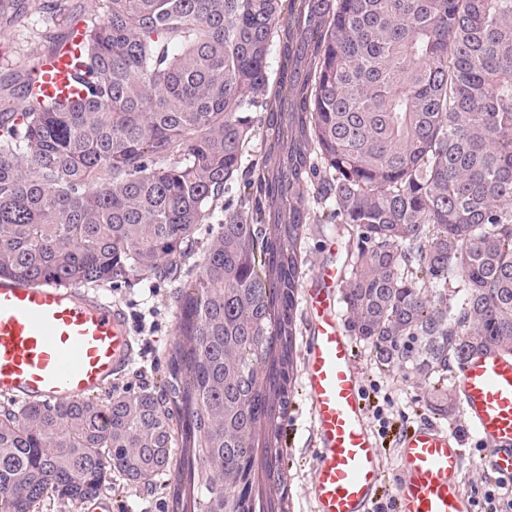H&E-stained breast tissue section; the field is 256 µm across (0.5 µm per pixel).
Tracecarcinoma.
<instances>
[{"mask_svg": "<svg viewBox=\"0 0 512 512\" xmlns=\"http://www.w3.org/2000/svg\"><path fill=\"white\" fill-rule=\"evenodd\" d=\"M284 0H100L83 17L74 78L87 97L37 105L33 76L0 97V278L102 286L177 275L204 224L221 231L177 295L176 333L197 369L170 362L163 387L0 406V512L93 499L107 475L151 486L175 425L206 419L200 497L224 512L248 428L240 375H256L263 223L245 115L270 82ZM330 23L302 109L312 223L345 241L350 335L381 367L430 385L455 410L448 373L465 355L512 348V0H309ZM39 9L67 31L62 0ZM32 10L0 0V27ZM250 189L236 211L225 186ZM432 287H426V284Z\"/></svg>", "mask_w": 512, "mask_h": 512, "instance_id": "obj_1", "label": "carcinoma"}]
</instances>
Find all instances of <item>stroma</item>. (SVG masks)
<instances>
[{
	"label": "stroma",
	"instance_id": "stroma-1",
	"mask_svg": "<svg viewBox=\"0 0 512 512\" xmlns=\"http://www.w3.org/2000/svg\"><path fill=\"white\" fill-rule=\"evenodd\" d=\"M44 13L0 29V95L8 94L7 75L12 71L30 72L45 47L39 39L41 31L52 25ZM199 273L195 262H188L178 277L146 274L100 287L99 292L121 302L128 311L134 335L144 345V357L115 384L116 389L147 388L158 392L167 372L168 349L174 336L176 296L180 286L194 281ZM357 364L361 370L364 392L380 406L389 425L409 426L430 420L426 408L428 387L413 375L399 370L378 367L366 345H359ZM468 457L462 475V488L473 501V512H482L484 494L494 485L481 467L486 446L471 433L464 436ZM316 450L308 436H301L297 458L288 466L287 487H273V494L291 489L298 512H307L305 493L310 467ZM101 493L110 499L109 512H168L169 488L133 485L119 473L108 475Z\"/></svg>",
	"mask_w": 512,
	"mask_h": 512
}]
</instances>
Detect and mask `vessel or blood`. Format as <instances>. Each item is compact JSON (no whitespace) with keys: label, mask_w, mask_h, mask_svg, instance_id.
<instances>
[{"label":"vessel or blood","mask_w":512,"mask_h":512,"mask_svg":"<svg viewBox=\"0 0 512 512\" xmlns=\"http://www.w3.org/2000/svg\"><path fill=\"white\" fill-rule=\"evenodd\" d=\"M81 42L74 34L64 49L39 60L42 98L80 99L72 61ZM342 284L335 263L321 264L300 311L306 323L302 385L318 450L306 490L312 512H377L388 496L395 512H472L459 482L466 459L459 433L422 422L384 441L368 423L353 338L338 310ZM139 354L119 303L80 288L0 279L1 395L23 405L91 397L110 388ZM454 394L464 428L490 448L487 465L512 477V350L465 357ZM390 449L399 477L389 492L381 473Z\"/></svg>","instance_id":"vessel-or-blood-1"}]
</instances>
